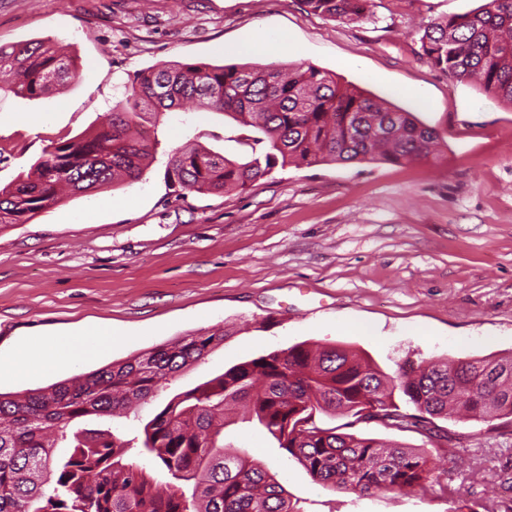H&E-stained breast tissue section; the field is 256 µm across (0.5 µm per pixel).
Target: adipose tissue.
<instances>
[{
  "label": "adipose tissue",
  "instance_id": "obj_1",
  "mask_svg": "<svg viewBox=\"0 0 512 512\" xmlns=\"http://www.w3.org/2000/svg\"><path fill=\"white\" fill-rule=\"evenodd\" d=\"M109 341V335L104 332L76 343L62 336L45 338L40 340L38 352L20 350L14 354L9 365L0 364V373L19 378L75 367L88 357L99 353Z\"/></svg>",
  "mask_w": 512,
  "mask_h": 512
}]
</instances>
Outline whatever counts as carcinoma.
Returning <instances> with one entry per match:
<instances>
[{
    "mask_svg": "<svg viewBox=\"0 0 512 512\" xmlns=\"http://www.w3.org/2000/svg\"><path fill=\"white\" fill-rule=\"evenodd\" d=\"M333 19L364 18L368 0H303ZM422 56L460 81H478L512 105V0L450 15L424 29ZM75 61L48 41L0 46V92L40 98L73 75ZM224 114L249 135L257 156L230 159L203 145L168 155L167 175L204 192L245 190L276 167L403 163L428 158L438 133L415 116L343 85L313 67L175 63L134 76L124 100L91 132L47 147L15 184L0 188V224H22L58 203L116 180L141 179L158 146L149 127L186 105ZM222 329L189 334L129 360L16 396L0 393V512H300L267 466L224 445L229 414L269 434L322 487L360 494L448 492L429 455L373 437L338 433L322 415L351 416L433 435V419L512 418V358L458 359L401 369L397 383L345 347L306 342L234 365L175 394L143 428L141 455L159 482L128 455L111 428H74L83 418L119 417L155 397L224 343ZM399 389L415 412L393 399ZM367 404L376 406L361 415ZM68 448L63 455L57 448Z\"/></svg>",
    "mask_w": 512,
    "mask_h": 512,
    "instance_id": "obj_1",
    "label": "carcinoma"
}]
</instances>
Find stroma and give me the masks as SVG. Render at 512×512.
<instances>
[{"label": "stroma", "mask_w": 512, "mask_h": 512, "mask_svg": "<svg viewBox=\"0 0 512 512\" xmlns=\"http://www.w3.org/2000/svg\"><path fill=\"white\" fill-rule=\"evenodd\" d=\"M483 0H370L361 21L302 0H0V45L61 43L77 75L50 95L0 94V187L52 144L101 123L142 71L164 64L314 66L412 112L440 136L415 163L274 169L240 193L170 186L169 153L191 139L247 155L227 116L167 115L141 180L63 199L0 224V360L47 336L104 329L112 344L79 369L0 378L17 394L224 329L222 346L168 390L115 419L123 438L171 395L239 362L308 342L342 345L387 376L424 360L512 355V105L429 64L425 27ZM287 35L288 51L251 50ZM323 427L428 452L448 492L327 490L268 434L228 423L227 446L264 462L300 512H499L512 503V420L453 417L437 438L345 416Z\"/></svg>", "instance_id": "stroma-1"}]
</instances>
